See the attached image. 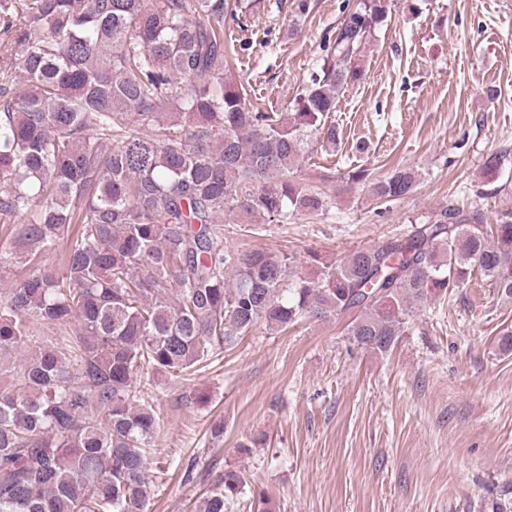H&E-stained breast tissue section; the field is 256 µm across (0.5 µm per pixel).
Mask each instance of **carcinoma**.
I'll use <instances>...</instances> for the list:
<instances>
[{
    "label": "carcinoma",
    "mask_w": 512,
    "mask_h": 512,
    "mask_svg": "<svg viewBox=\"0 0 512 512\" xmlns=\"http://www.w3.org/2000/svg\"><path fill=\"white\" fill-rule=\"evenodd\" d=\"M388 11L347 8L304 92L266 112L228 69L224 23L242 25L243 0H0V269L27 271L0 298V374L25 353L0 383V512H147L161 422L134 376L192 375L259 322L343 320L386 353L412 307L476 271L512 298L511 206L487 228L450 204L339 263L311 253L309 274L286 253L224 248L226 214L327 209L293 175L315 133L336 144L331 114ZM352 180L386 204L421 174ZM56 250L58 269L43 262ZM246 485L224 470L196 512H231Z\"/></svg>",
    "instance_id": "obj_1"
}]
</instances>
